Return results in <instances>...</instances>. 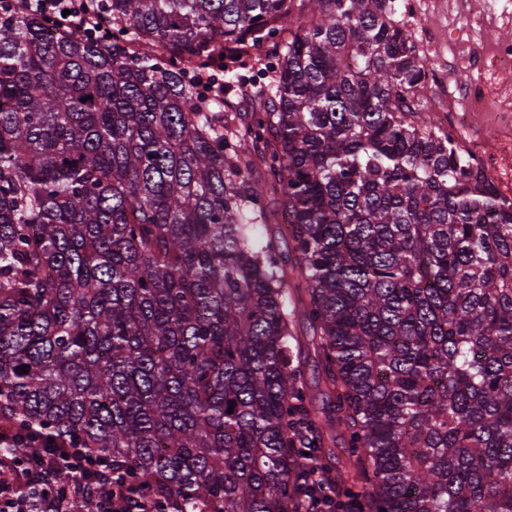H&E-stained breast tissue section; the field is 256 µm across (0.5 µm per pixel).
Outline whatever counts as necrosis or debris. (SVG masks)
<instances>
[{
  "label": "necrosis or debris",
  "instance_id": "obj_1",
  "mask_svg": "<svg viewBox=\"0 0 512 512\" xmlns=\"http://www.w3.org/2000/svg\"><path fill=\"white\" fill-rule=\"evenodd\" d=\"M448 11V27L457 33L449 70L464 77L448 96V132L471 167L494 179L502 158L495 144L482 141L476 131L490 126L500 139L512 142V90L496 83L497 76L512 70V41L485 44L478 33L487 24L511 22L512 0H456Z\"/></svg>",
  "mask_w": 512,
  "mask_h": 512
}]
</instances>
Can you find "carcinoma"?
<instances>
[{
  "label": "carcinoma",
  "instance_id": "obj_1",
  "mask_svg": "<svg viewBox=\"0 0 512 512\" xmlns=\"http://www.w3.org/2000/svg\"><path fill=\"white\" fill-rule=\"evenodd\" d=\"M385 2L0 11L13 455L83 448L161 512H296L305 436L346 446L355 512H512V201L425 115ZM64 2H69L65 4ZM26 6L46 17L58 21L70 29H79L81 31H92L96 28L98 23L92 24L85 16L82 9V0H27ZM71 10V14L63 17V10ZM91 25L92 28L87 27Z\"/></svg>",
  "mask_w": 512,
  "mask_h": 512
}]
</instances>
